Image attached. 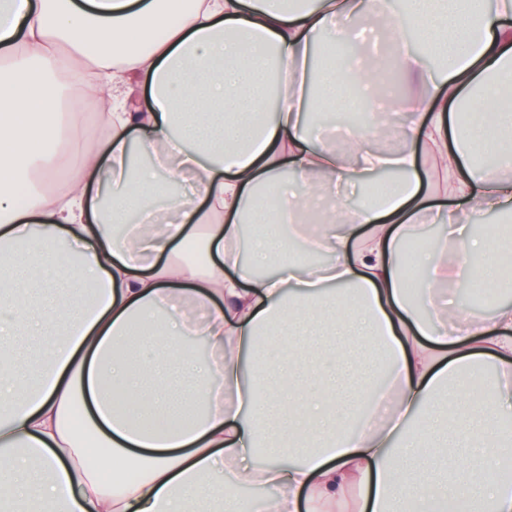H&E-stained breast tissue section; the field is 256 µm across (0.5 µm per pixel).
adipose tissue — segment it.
Here are the masks:
<instances>
[{
	"label": "adipose tissue",
	"instance_id": "obj_1",
	"mask_svg": "<svg viewBox=\"0 0 512 512\" xmlns=\"http://www.w3.org/2000/svg\"><path fill=\"white\" fill-rule=\"evenodd\" d=\"M0 0V512H512V374L484 379L483 352L512 361V304L449 316L441 287L490 274L512 289V237L452 224L423 252L425 298L403 286L399 244L440 214L512 217V0ZM385 17L384 45L354 48ZM347 46L340 78H308L318 43ZM69 46V56L56 48ZM99 57L85 79L82 56ZM413 98L378 91L385 68ZM150 102L126 111L140 78ZM344 81L402 149L352 132L345 152L306 126ZM114 106L67 192L56 171L64 114ZM491 142L473 159L477 131ZM150 166L131 171L132 146ZM394 169L368 206L323 190ZM436 184L434 194L422 189ZM275 188L273 209L259 192ZM294 213L287 233L268 231ZM253 257L306 249L257 276ZM389 355L350 393L391 399L374 425L338 411L344 354L329 337ZM50 338L42 360L23 346ZM203 338L194 398L156 369V345ZM270 486L271 499L238 497Z\"/></svg>",
	"mask_w": 512,
	"mask_h": 512
}]
</instances>
